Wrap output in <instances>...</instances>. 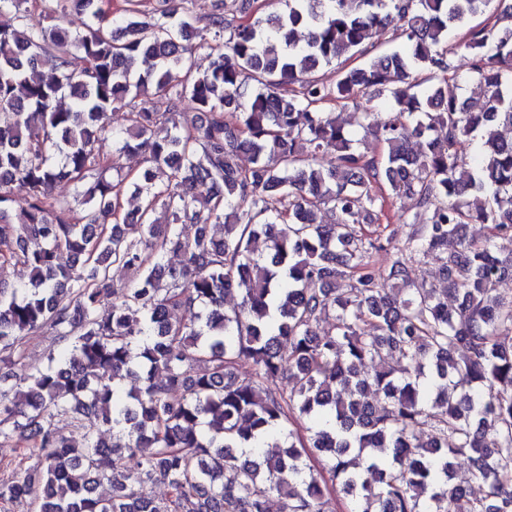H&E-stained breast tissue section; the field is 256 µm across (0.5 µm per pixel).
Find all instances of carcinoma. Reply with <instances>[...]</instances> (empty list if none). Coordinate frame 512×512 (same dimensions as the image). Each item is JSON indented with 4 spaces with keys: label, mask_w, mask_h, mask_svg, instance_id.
Wrapping results in <instances>:
<instances>
[{
    "label": "carcinoma",
    "mask_w": 512,
    "mask_h": 512,
    "mask_svg": "<svg viewBox=\"0 0 512 512\" xmlns=\"http://www.w3.org/2000/svg\"><path fill=\"white\" fill-rule=\"evenodd\" d=\"M155 2L141 19L140 0L113 13L56 0L39 26L0 24V268L30 274L24 289L0 279V439L20 449L0 505L327 512L337 481L347 512H449L476 480L484 493L467 512H512V294L498 291L512 279V140L498 131L512 127V7L475 24L493 0H285L233 25L215 0L202 32L188 0ZM72 12L84 31L67 26ZM396 24L404 46L370 54L372 35ZM207 33L224 51L202 69ZM458 50L478 96L445 77ZM354 56L365 61L334 84L315 76ZM330 102L357 105L383 152L359 150L322 112ZM123 108L113 131L109 113ZM108 134L143 156L137 175L100 154ZM326 145L334 165L318 168ZM61 182L79 189L83 216L54 195ZM402 195L417 210L375 272L382 245L356 225ZM324 206L334 223L319 220ZM468 224L491 234L473 243ZM429 254L448 287H414ZM113 266L135 286L116 285ZM228 287L240 297L231 314ZM195 307L188 323L168 318ZM42 330L64 357L20 366L25 337ZM128 378L141 386L123 391ZM279 378L291 387L271 388ZM60 417L84 430L82 445ZM294 419L310 421L306 433L288 429ZM460 460L469 476L456 482Z\"/></svg>",
    "instance_id": "1"
}]
</instances>
